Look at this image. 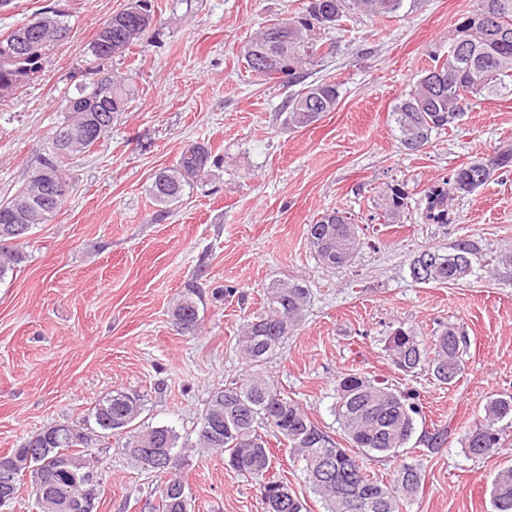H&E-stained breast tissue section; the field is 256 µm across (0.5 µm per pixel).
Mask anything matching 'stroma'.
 <instances>
[{
	"label": "stroma",
	"mask_w": 512,
	"mask_h": 512,
	"mask_svg": "<svg viewBox=\"0 0 512 512\" xmlns=\"http://www.w3.org/2000/svg\"><path fill=\"white\" fill-rule=\"evenodd\" d=\"M151 2L160 16L156 38L104 64L134 88L130 109L113 118L101 144L71 157L64 206L34 230L16 272L0 280V451L50 424L81 420L115 389L147 393L144 423L190 432L209 393L245 373L235 336L265 289L301 279L311 303L265 374L335 435L331 406L342 375L414 391L422 406L417 435L444 428L446 441L368 457L365 467L384 480L402 465L418 468L421 488L408 512H493V480L512 465V426L485 458L465 454L461 439L490 400L512 395V266L499 262L512 255V167L456 198L444 224L424 219V190L512 148V95L478 101L417 153L400 147L389 118L433 55L447 52L452 25L472 0H405L395 18L344 19L336 55L309 74L338 84V105L298 130L280 112L290 87L252 75L242 54L260 28L293 17L303 0ZM130 3L12 0L0 8V36L54 6L72 28L36 78L0 99V201L35 169L64 116L62 92L85 68L99 28ZM192 141L211 146L220 164L165 207L150 193L151 177ZM391 185L409 196L392 222ZM336 208L351 214L362 244L348 265L328 269L307 228ZM462 238L482 248L467 280L414 281L415 256ZM193 286L203 296L200 330L175 334L172 302ZM225 288L232 296L215 299ZM398 324L424 337L447 324L468 334L455 383L440 384L425 366L407 375L392 365L385 338ZM274 453V472L309 512H324L302 463L286 447ZM107 456L99 512H149L151 474L121 448ZM187 483L192 512H263L258 484L223 457L193 458Z\"/></svg>",
	"instance_id": "35a3bbf8"
}]
</instances>
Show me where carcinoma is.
<instances>
[{
    "label": "carcinoma",
    "mask_w": 512,
    "mask_h": 512,
    "mask_svg": "<svg viewBox=\"0 0 512 512\" xmlns=\"http://www.w3.org/2000/svg\"><path fill=\"white\" fill-rule=\"evenodd\" d=\"M405 0H307L303 10L286 22L265 26L245 47L247 68L272 81L280 79L290 86L301 83L304 70L319 65L337 50L338 41L317 36L312 21L321 14L336 16L335 26L350 14L369 17L393 16ZM483 14L498 19V27L485 31L479 26ZM141 16L127 10L108 19L95 41L112 40V52L120 56L133 45L128 34L140 24ZM470 38L476 47L474 61L458 57L454 48L462 38ZM37 50L24 61L0 60V85L16 83L23 87V77L42 70L46 50L57 43L54 33L42 30L31 38ZM268 59L266 68L255 64L257 55ZM512 95V0H473L471 9L461 14L448 36V51L434 57V65L425 70L412 89L400 97L390 111L400 146L415 153L448 129L480 99ZM338 85L331 81L311 83L285 100V122L293 128H305L319 121L323 114L335 110ZM134 100L130 85L112 77L96 86L91 82L76 87V94L64 92V101L76 105L54 127L50 145L39 163L48 167L55 183H66L64 160L84 152L88 145L78 143L61 152L63 132L72 127L97 128L108 114L127 111ZM215 165L212 149L196 143L192 152L182 150L176 163L155 173L150 193L160 203L169 205L181 199L210 175ZM512 167V148L494 152L459 168L452 180L433 186L425 193V219L436 224L448 223V200L455 194H470L484 186L498 169ZM391 216L408 208V196L392 186L385 194ZM17 197L0 202V230L19 226L21 241L0 246V280L14 273L22 262L20 247L35 227L48 223L62 208L65 200L48 199L40 209L21 212L15 207ZM311 246L319 262L327 268L348 264L356 253L360 238L356 225L346 212H326L308 226ZM481 251L479 242L460 239L438 254L439 262L426 283L448 284L456 277V259L471 261ZM310 292L298 280L272 284L259 312L242 326L236 345L252 370L242 377L212 391L202 410L195 437L180 440L169 425L145 426L140 416L145 410L146 395L129 390H114L95 401L88 417L80 422H59L10 450L16 468V497L21 482L28 480L35 503H43L40 512H57L56 498L62 494L78 498L99 499L104 458L89 452L98 445L112 446L121 440V448L150 445L164 454L189 460L193 453L224 455V463L238 474L260 486L274 512H303L305 505L288 486L272 475V454L258 430L265 429L288 444L289 452L304 463L309 488L325 504L326 512H351L350 501L368 504L362 512H403L417 496L421 479L413 465L403 466L390 482L368 474L361 458L372 453L393 457L406 447L415 433V416L421 408L415 395L401 391L385 381L362 375H345L338 380L332 412L337 418L349 447L345 448L310 419L303 407L288 397L273 380L262 373V366L286 343L300 325L309 302ZM200 293L193 288L180 294L170 316L180 320L181 334L195 335L199 330ZM470 347V338L459 327L448 324L430 337H420L397 325L385 339V351L391 363L405 374L424 365L434 377L451 385L461 372L462 356ZM512 418V395L493 399L485 409L484 420L469 429L462 448L470 456L480 457L500 446L501 429L496 424ZM184 469L157 470L158 483L149 502L151 512H183L182 489L187 487ZM493 512H512V467L502 469L492 484Z\"/></svg>",
    "instance_id": "1"
}]
</instances>
